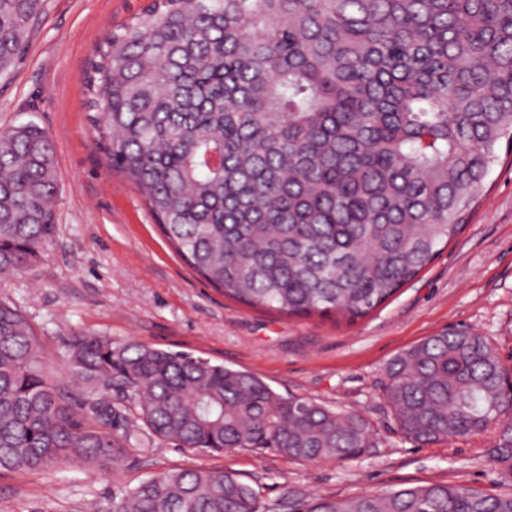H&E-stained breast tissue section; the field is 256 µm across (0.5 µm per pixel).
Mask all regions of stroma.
<instances>
[{
    "label": "stroma",
    "mask_w": 512,
    "mask_h": 512,
    "mask_svg": "<svg viewBox=\"0 0 512 512\" xmlns=\"http://www.w3.org/2000/svg\"><path fill=\"white\" fill-rule=\"evenodd\" d=\"M149 2L46 0L24 52L0 78V130L43 128L59 181L52 240L35 263L0 281V296L28 316L42 360L57 375L66 372L71 336L100 333L247 370L283 396L360 413L378 445L351 461L307 463L271 451L190 452L167 444L119 470L74 462L2 472L0 512H86L90 500L110 512L113 498L173 468L234 472L259 492L265 512H290L301 498L427 483L512 492V478L491 461L493 432L422 446L399 432L383 399L387 363L446 330L485 336L512 371V154L499 148L463 230L370 315L346 323L248 307L172 251L141 194L96 144L85 107L93 46Z\"/></svg>",
    "instance_id": "1"
}]
</instances>
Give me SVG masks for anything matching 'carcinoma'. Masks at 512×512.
I'll list each match as a JSON object with an SVG mask.
<instances>
[{"label": "carcinoma", "mask_w": 512, "mask_h": 512, "mask_svg": "<svg viewBox=\"0 0 512 512\" xmlns=\"http://www.w3.org/2000/svg\"><path fill=\"white\" fill-rule=\"evenodd\" d=\"M44 0H0V74ZM97 144L175 252L253 308L348 323L415 279L480 201L512 148V0H152L94 47L85 78ZM55 148L0 130V274L55 232ZM69 376L38 355L0 298V470H100L156 444L347 461L368 420L285 398L256 375L180 351L80 334ZM384 400L421 444L495 429L512 477V381L488 341L446 331L398 353ZM110 512H262L222 470L177 469ZM291 512H512V493L450 484L298 499Z\"/></svg>", "instance_id": "1"}]
</instances>
